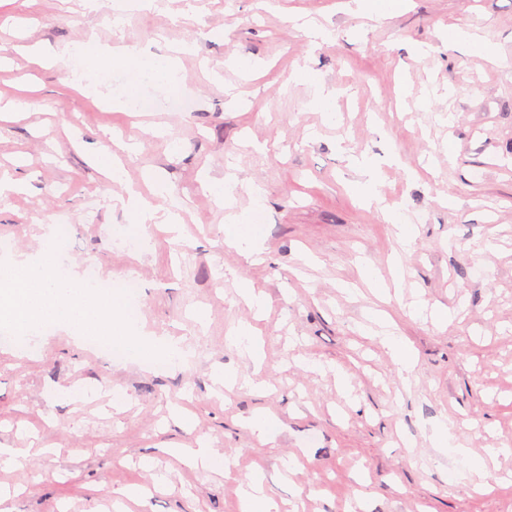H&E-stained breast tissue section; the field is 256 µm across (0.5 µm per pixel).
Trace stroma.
I'll list each match as a JSON object with an SVG mask.
<instances>
[{"instance_id": "obj_1", "label": "stroma", "mask_w": 512, "mask_h": 512, "mask_svg": "<svg viewBox=\"0 0 512 512\" xmlns=\"http://www.w3.org/2000/svg\"><path fill=\"white\" fill-rule=\"evenodd\" d=\"M303 22L329 37L310 43ZM454 28L494 57L449 41ZM88 39L188 47L180 83L154 84L158 104L135 117L78 94L65 60ZM0 55V242L33 254L40 219L66 222L62 266L136 273L144 332L195 351L161 373L59 329L33 354L0 345V447L27 452L0 467L15 491L0 512H241L239 485L255 476L280 512H512V0H406L385 18L353 0H163L110 23L78 0H0ZM322 85L336 91L327 112ZM105 134L124 184L94 162ZM362 156L412 222L409 240L365 205L349 166ZM228 174L261 187L264 205L240 188L214 198L207 183ZM160 183L183 206L180 233L133 224L109 199ZM230 214L251 225L262 263L225 245ZM127 237L147 245L126 251ZM243 280L261 317L237 294ZM248 323L246 347L232 336ZM386 323L415 357L409 382L381 342ZM221 368L268 390L226 391ZM74 386L86 400L65 397ZM259 411L280 419L274 441L247 428ZM440 421L446 448L430 440ZM201 440L226 469L175 457ZM458 445L480 470L464 469ZM158 478L169 489L114 498Z\"/></svg>"}]
</instances>
